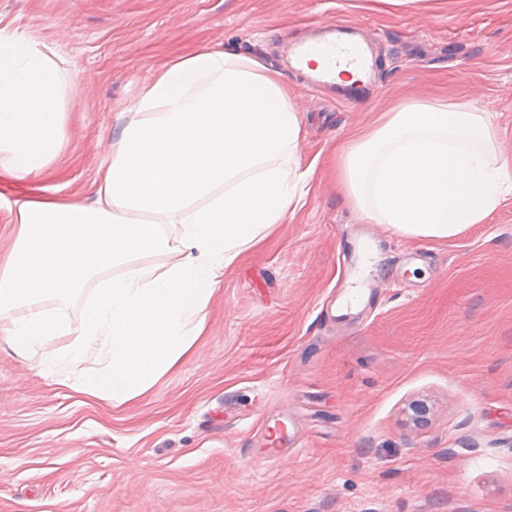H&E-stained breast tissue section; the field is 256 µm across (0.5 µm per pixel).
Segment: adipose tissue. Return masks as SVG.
<instances>
[{"mask_svg": "<svg viewBox=\"0 0 512 512\" xmlns=\"http://www.w3.org/2000/svg\"><path fill=\"white\" fill-rule=\"evenodd\" d=\"M62 80L51 52L25 35L0 40V154L23 179L64 144ZM137 119L112 143L89 206L23 201L0 268V327L18 356L64 336L58 360L79 392L118 406L172 370L236 263L302 208L314 170L300 164V117L280 75L259 58L203 47L153 73ZM344 196L368 222L412 238L448 239L481 224L512 194V159L496 148L491 103L395 104L337 150ZM178 235H171L174 225ZM163 252L165 266L140 263ZM121 275H112L114 267ZM102 287L92 288L96 278ZM79 319L45 313L83 288ZM28 308L15 318L19 308ZM106 354L92 373L87 347Z\"/></svg>", "mask_w": 512, "mask_h": 512, "instance_id": "1", "label": "adipose tissue"}]
</instances>
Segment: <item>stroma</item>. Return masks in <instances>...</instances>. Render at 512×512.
I'll return each mask as SVG.
<instances>
[{
  "label": "stroma",
  "mask_w": 512,
  "mask_h": 512,
  "mask_svg": "<svg viewBox=\"0 0 512 512\" xmlns=\"http://www.w3.org/2000/svg\"><path fill=\"white\" fill-rule=\"evenodd\" d=\"M326 21L375 46L347 99L289 56ZM15 33L56 52L65 142L37 177L0 169V266L18 202L91 203L143 83L202 46L280 72L315 173L143 395L111 407L52 381L66 338L25 358L0 338V512H512V200L408 238L365 223L333 161L398 99L490 101L512 156V0H0Z\"/></svg>",
  "instance_id": "1"
}]
</instances>
